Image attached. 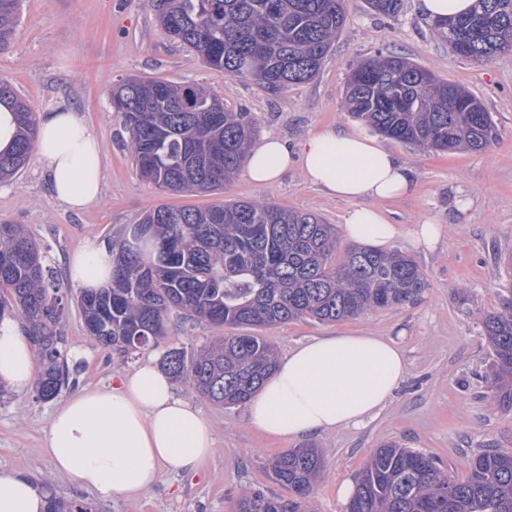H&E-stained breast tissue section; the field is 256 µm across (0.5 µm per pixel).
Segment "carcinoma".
<instances>
[{"mask_svg":"<svg viewBox=\"0 0 512 512\" xmlns=\"http://www.w3.org/2000/svg\"><path fill=\"white\" fill-rule=\"evenodd\" d=\"M173 40L195 48L224 74L277 93L312 80L345 22L337 0H151ZM403 0H367L371 12L394 17ZM21 0H0V49L14 40ZM458 56L487 60L512 50V0H477L464 16L431 24ZM112 108L129 131L139 175L163 192L208 193L224 188L244 164L256 127L199 85L129 78L112 87ZM0 105L16 123L0 151V181L26 166L38 121L13 85L0 79ZM344 111L391 139L433 152H479L494 140L491 113L466 89L440 79L407 57L359 61L346 84ZM135 228L108 242L112 280L86 299L57 282L44 250L21 224L0 222V314L15 312L38 338L41 397H56L68 380L62 322L75 302L87 335L123 353L155 347L168 314L213 326L253 329L312 318L335 322L367 310L402 306L429 286L411 257L369 247L337 251L336 229L314 214L262 201L205 208L159 206ZM492 356L491 391L512 409V299L484 315ZM273 347L253 333L234 334L192 352L171 349L162 366L210 400H251L275 368ZM325 466L319 451L294 448L268 463L271 477L294 494H244L237 512H308L307 499ZM48 512H90L51 497ZM346 512H512V448L480 451L457 479L433 459L397 442L380 445L356 481Z\"/></svg>","mask_w":512,"mask_h":512,"instance_id":"carcinoma-1","label":"carcinoma"}]
</instances>
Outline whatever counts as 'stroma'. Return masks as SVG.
I'll return each mask as SVG.
<instances>
[{"label":"stroma","instance_id":"obj_1","mask_svg":"<svg viewBox=\"0 0 512 512\" xmlns=\"http://www.w3.org/2000/svg\"><path fill=\"white\" fill-rule=\"evenodd\" d=\"M344 9L346 23L319 73L274 94L207 67L195 49L170 40L148 0H23L16 37L0 51V77L11 81L37 114L71 106L94 126L104 191L97 205L69 210L51 196L43 165L33 155L18 176L0 182V221L24 225L45 247L47 262L61 280L72 252L90 241L106 244L144 211L161 205L196 208L230 199L260 200L342 225L348 202L311 186L297 169L268 187L256 186L241 171L220 194L161 192L139 177L110 90L132 76L200 85L216 92L230 110L249 113L259 137L276 136L292 145L325 127L364 131V124L341 107L349 73L365 58L405 55L470 91L497 125L496 140L479 152L437 154L385 142L412 170L414 188L380 202V209L405 228L429 218L443 227L434 250H411L404 238L395 245L411 252L425 271L428 288L403 306L340 322L292 321L263 331L282 357L298 344L339 333L394 339L407 367L390 400L362 427L271 440L251 427L247 405L226 407L176 384L177 395L192 401L212 425L214 454L193 471L164 475L151 491L105 501L69 484L44 453L58 401L81 388L108 384L117 372L145 360L161 361L170 349L194 350L231 329L195 325L174 312L158 347L127 355L92 341L72 306L62 321L70 378L57 399L41 400L33 389L0 398V472L26 474L50 495L87 505L92 512H235L248 491L289 498L288 489L268 477L263 463L312 445L322 453L325 467L309 508L344 512L339 486L356 481L370 453L383 443L395 441L431 456L460 479L480 450L512 448V411L500 409L491 398L486 382L491 357L480 324L485 314L501 310L512 283L504 271L512 256V51L485 65L454 56L416 0H403L395 17L372 14L366 0H345Z\"/></svg>","mask_w":512,"mask_h":512}]
</instances>
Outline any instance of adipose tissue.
<instances>
[{"label":"adipose tissue","mask_w":512,"mask_h":512,"mask_svg":"<svg viewBox=\"0 0 512 512\" xmlns=\"http://www.w3.org/2000/svg\"><path fill=\"white\" fill-rule=\"evenodd\" d=\"M37 152L50 191L81 211L103 195L100 142L73 108L44 112ZM250 180L265 187L288 170L327 195L350 202L344 231L354 242L387 251L401 231L375 201L409 192L411 170L377 139L333 127L309 133L296 147L265 138L248 155ZM72 283L95 291L112 277V255L89 242L69 260ZM405 373L403 349L371 333L325 336L295 347L250 400L251 426L271 437L296 438L365 423L381 409ZM36 374L32 343L18 322L0 318V381L15 391ZM216 450L212 427L171 379L152 362L121 374L117 382L76 392L54 409L46 455L78 488L104 500L153 489L165 474L193 470ZM48 494L31 479L0 473V512H47Z\"/></svg>","instance_id":"obj_1"}]
</instances>
